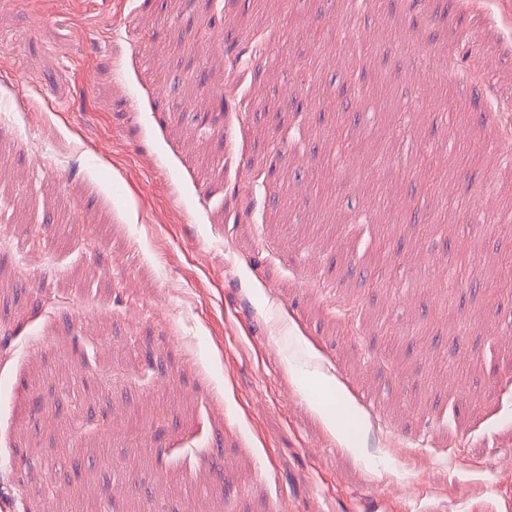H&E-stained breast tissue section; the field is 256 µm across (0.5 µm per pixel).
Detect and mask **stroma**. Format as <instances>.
I'll list each match as a JSON object with an SVG mask.
<instances>
[{"mask_svg":"<svg viewBox=\"0 0 512 512\" xmlns=\"http://www.w3.org/2000/svg\"><path fill=\"white\" fill-rule=\"evenodd\" d=\"M508 53L512 0H0V512H512V292L444 272L512 253ZM349 134L341 136L336 140L332 152L327 156L326 162L337 169L344 167L346 161L357 150L358 145ZM313 414L322 422L325 428L342 443L349 451L356 453L357 448H353V443L348 437L347 433L344 432L337 424V421L333 415L320 404H311L309 406Z\"/></svg>","mask_w":512,"mask_h":512,"instance_id":"1","label":"stroma"}]
</instances>
